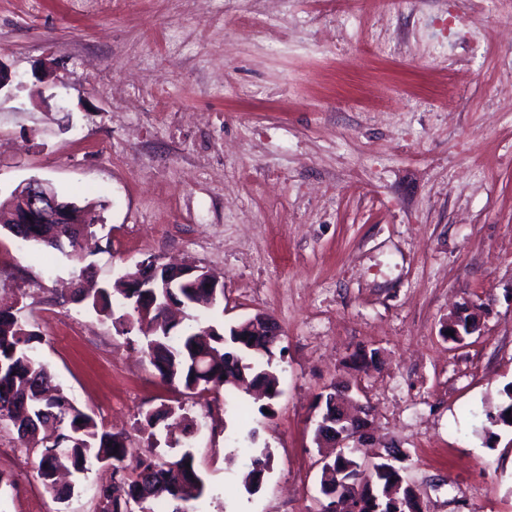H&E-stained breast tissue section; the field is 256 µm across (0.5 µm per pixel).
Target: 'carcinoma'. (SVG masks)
Masks as SVG:
<instances>
[{
  "label": "carcinoma",
  "mask_w": 512,
  "mask_h": 512,
  "mask_svg": "<svg viewBox=\"0 0 512 512\" xmlns=\"http://www.w3.org/2000/svg\"><path fill=\"white\" fill-rule=\"evenodd\" d=\"M91 229L89 224H29L30 240L66 256L79 259L80 241ZM162 288H121L111 283L89 297L77 291L78 301H88L99 315L126 332L133 326L147 337L144 353L160 379L190 393L219 389L230 385L247 386L264 379L269 388L279 384L268 374L273 351L253 350L254 337L236 335L235 326L225 329L211 322L183 326L161 320L154 296ZM123 310L115 316L114 308ZM211 330L206 345L197 341L201 328ZM41 340L34 331L19 322L10 306H0V422H8L18 439L25 441L37 430H45L38 452L37 473L47 491L56 496L63 488L56 482L58 470L83 474L98 463L112 468V483L97 488L99 512H154L152 503L164 499L172 503L171 512H192L190 503L205 493V483L197 474L194 456L159 461L151 456L127 461L126 437L98 427L92 416L70 402L54 384L48 367L34 354L33 343ZM505 400L494 416L493 426L512 428L506 412L512 411V386L504 389ZM176 414V408L162 405L146 414L142 428H155L160 420ZM399 457L387 452L370 470L363 469L353 452L335 457L321 467V494L324 488L343 484L345 507L340 512H394L396 505L390 490L399 489V498L417 502V492L402 468ZM270 454L254 461L245 489H260Z\"/></svg>",
  "instance_id": "obj_1"
}]
</instances>
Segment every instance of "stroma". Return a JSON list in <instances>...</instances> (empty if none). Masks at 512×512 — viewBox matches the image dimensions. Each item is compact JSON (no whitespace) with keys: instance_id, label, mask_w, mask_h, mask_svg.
I'll return each mask as SVG.
<instances>
[{"instance_id":"stroma-1","label":"stroma","mask_w":512,"mask_h":512,"mask_svg":"<svg viewBox=\"0 0 512 512\" xmlns=\"http://www.w3.org/2000/svg\"><path fill=\"white\" fill-rule=\"evenodd\" d=\"M0 61V195L37 177L96 217L77 261L0 228V300L129 457L191 451L195 512H317L313 405L344 377L422 512H512V429L487 419L512 384V0H0ZM147 258L214 276L217 323L278 321L271 414L162 382L138 328L72 300ZM465 302L479 334L444 340ZM163 403L190 441L142 429ZM36 461L0 422V512H97L107 467L60 500Z\"/></svg>"}]
</instances>
